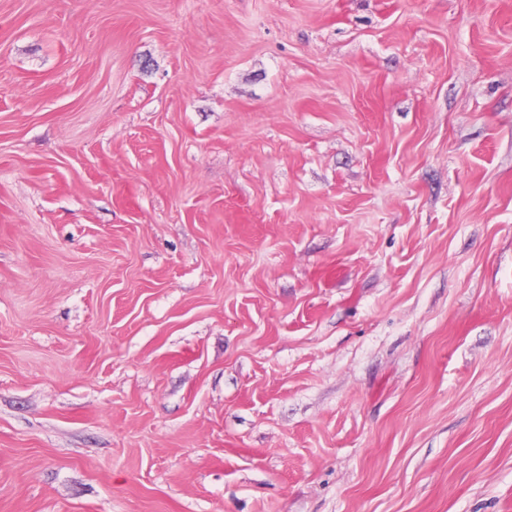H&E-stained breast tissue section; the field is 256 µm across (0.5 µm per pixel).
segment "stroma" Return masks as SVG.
I'll return each instance as SVG.
<instances>
[{"label":"stroma","instance_id":"stroma-1","mask_svg":"<svg viewBox=\"0 0 512 512\" xmlns=\"http://www.w3.org/2000/svg\"><path fill=\"white\" fill-rule=\"evenodd\" d=\"M0 512H512V0H0Z\"/></svg>","mask_w":512,"mask_h":512}]
</instances>
